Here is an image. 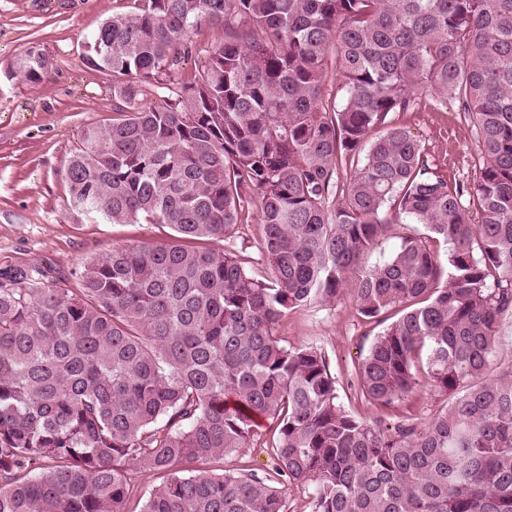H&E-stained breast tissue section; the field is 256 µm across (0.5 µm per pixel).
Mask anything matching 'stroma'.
<instances>
[{
    "label": "stroma",
    "instance_id": "1",
    "mask_svg": "<svg viewBox=\"0 0 512 512\" xmlns=\"http://www.w3.org/2000/svg\"><path fill=\"white\" fill-rule=\"evenodd\" d=\"M130 0H0V274L21 271L34 281L77 291L85 259L139 241H164L170 230L155 224H111L81 216L70 201L66 170L81 130L112 121V78L90 67L85 48L102 22L125 11ZM39 43L51 62L36 84L13 72L18 53ZM421 144L431 167L460 183L474 180L478 153L471 127L455 101L420 96L415 108L390 115ZM262 227L237 225L229 242L256 275L267 276L260 259ZM379 328L356 311L350 296L335 303L289 311L277 334L290 344L322 348L338 380L345 407L357 417L386 425L421 423L446 402L418 386L398 408H378L350 388L355 369ZM275 423L257 419L248 447L226 453L217 471L270 472L268 445Z\"/></svg>",
    "mask_w": 512,
    "mask_h": 512
}]
</instances>
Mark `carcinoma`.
I'll return each mask as SVG.
<instances>
[{
  "instance_id": "carcinoma-1",
  "label": "carcinoma",
  "mask_w": 512,
  "mask_h": 512,
  "mask_svg": "<svg viewBox=\"0 0 512 512\" xmlns=\"http://www.w3.org/2000/svg\"><path fill=\"white\" fill-rule=\"evenodd\" d=\"M204 22L224 42L187 77ZM20 56L40 82L48 56ZM85 61L115 103L80 133L72 206L172 234L88 258L77 293L0 279V512H128L142 471L161 481L139 512H287L292 486L311 512H512V365L491 374L512 315V0H133ZM423 93L474 130L467 186L388 125ZM252 197L265 279L207 245ZM397 224L424 232L368 262ZM344 295L384 325L358 397L394 406L423 361L450 402L421 425L356 417L325 353L276 335ZM260 416L272 471L211 469Z\"/></svg>"
}]
</instances>
